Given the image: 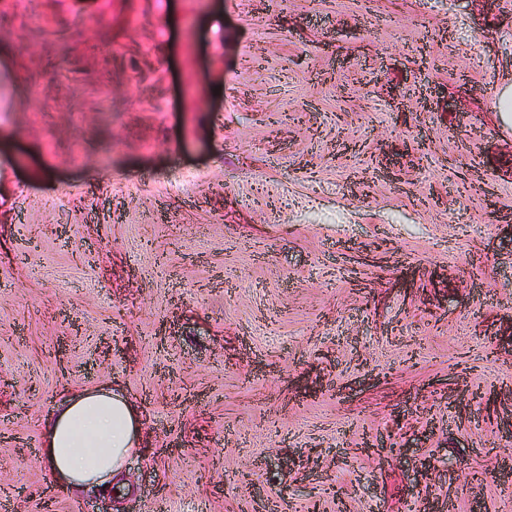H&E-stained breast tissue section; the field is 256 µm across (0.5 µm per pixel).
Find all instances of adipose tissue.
<instances>
[{
	"instance_id": "adipose-tissue-1",
	"label": "adipose tissue",
	"mask_w": 512,
	"mask_h": 512,
	"mask_svg": "<svg viewBox=\"0 0 512 512\" xmlns=\"http://www.w3.org/2000/svg\"><path fill=\"white\" fill-rule=\"evenodd\" d=\"M139 440V420L128 400L91 391L64 400L46 428L42 454L62 483L108 489Z\"/></svg>"
}]
</instances>
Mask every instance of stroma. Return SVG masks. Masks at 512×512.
I'll list each match as a JSON object with an SVG mask.
<instances>
[{
    "label": "stroma",
    "mask_w": 512,
    "mask_h": 512,
    "mask_svg": "<svg viewBox=\"0 0 512 512\" xmlns=\"http://www.w3.org/2000/svg\"><path fill=\"white\" fill-rule=\"evenodd\" d=\"M507 14L0 0V512H512ZM97 387L127 493L42 457Z\"/></svg>",
    "instance_id": "35a3bbf8"
}]
</instances>
